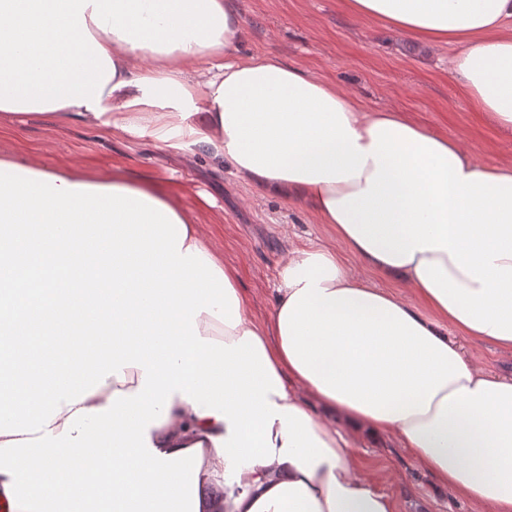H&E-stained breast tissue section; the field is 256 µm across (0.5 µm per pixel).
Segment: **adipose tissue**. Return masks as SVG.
I'll return each mask as SVG.
<instances>
[{
  "instance_id": "ef3b65f1",
  "label": "adipose tissue",
  "mask_w": 512,
  "mask_h": 512,
  "mask_svg": "<svg viewBox=\"0 0 512 512\" xmlns=\"http://www.w3.org/2000/svg\"><path fill=\"white\" fill-rule=\"evenodd\" d=\"M342 5L453 46L512 129V0ZM241 28L229 0H0V125L207 147L336 240L291 251L258 323L150 185L0 154V512H397L354 474L364 435L512 512V375L448 336L512 351V165L236 54Z\"/></svg>"
}]
</instances>
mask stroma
<instances>
[{
  "instance_id": "35a3bbf8",
  "label": "stroma",
  "mask_w": 512,
  "mask_h": 512,
  "mask_svg": "<svg viewBox=\"0 0 512 512\" xmlns=\"http://www.w3.org/2000/svg\"><path fill=\"white\" fill-rule=\"evenodd\" d=\"M243 21L241 55L273 54L336 85L366 107L460 142L482 165L512 163V132L499 128L464 96L450 70L452 46L424 47L381 23L344 11L340 0H231ZM55 170L147 183L199 224L209 245L234 266L257 321L267 320L274 285L294 248L329 245L327 225L294 200L265 197L241 175L214 164L205 148L191 152L130 141L72 123L42 120L0 126V154ZM461 344L479 367L512 375V353L467 336ZM361 475L399 502V512H490L464 501L418 469L390 438L355 443Z\"/></svg>"
}]
</instances>
